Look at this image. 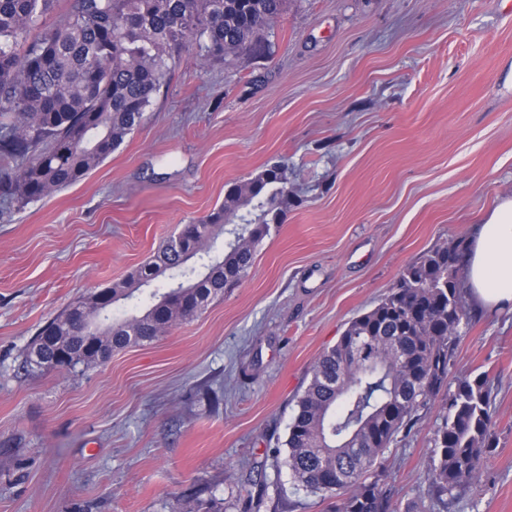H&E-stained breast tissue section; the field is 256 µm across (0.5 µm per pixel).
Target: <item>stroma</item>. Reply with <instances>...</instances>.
I'll return each mask as SVG.
<instances>
[{"instance_id": "1", "label": "stroma", "mask_w": 512, "mask_h": 512, "mask_svg": "<svg viewBox=\"0 0 512 512\" xmlns=\"http://www.w3.org/2000/svg\"><path fill=\"white\" fill-rule=\"evenodd\" d=\"M259 55L192 54L79 182L0 199V512H189L264 474L325 512L280 457L313 364L400 271L472 239L512 198V0H287ZM279 163L288 210L194 321L75 370L25 365L39 329L125 279L228 188ZM487 372L495 446L448 512H512V312H473L449 377ZM441 403L385 453L395 512H438Z\"/></svg>"}]
</instances>
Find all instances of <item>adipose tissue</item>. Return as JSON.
Here are the masks:
<instances>
[{
	"instance_id": "1",
	"label": "adipose tissue",
	"mask_w": 512,
	"mask_h": 512,
	"mask_svg": "<svg viewBox=\"0 0 512 512\" xmlns=\"http://www.w3.org/2000/svg\"><path fill=\"white\" fill-rule=\"evenodd\" d=\"M465 266L476 307L512 310V198L499 201L477 225Z\"/></svg>"
}]
</instances>
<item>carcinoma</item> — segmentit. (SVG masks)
Returning <instances> with one entry per match:
<instances>
[{"instance_id":"obj_1","label":"carcinoma","mask_w":512,"mask_h":512,"mask_svg":"<svg viewBox=\"0 0 512 512\" xmlns=\"http://www.w3.org/2000/svg\"><path fill=\"white\" fill-rule=\"evenodd\" d=\"M0 0V196L20 207L96 169L141 122L166 83L169 62L196 50L212 59L265 51L262 31L286 0ZM55 17L54 22L47 19ZM288 208L286 169L274 164L233 185L224 203L186 224L125 280L71 304L32 340L26 364L71 370L115 350L151 343L197 318L243 279L259 243ZM239 237L199 278L151 297L123 319L108 312L168 270L209 254L216 230ZM468 243L439 245L405 266L372 310L352 318L312 368L288 426L282 464L297 486L330 501L329 512H393L384 455L418 412L439 401L427 480L438 507L479 480L494 447L485 372L450 388L459 327L469 322L460 291ZM267 483L247 491L259 512Z\"/></svg>"}]
</instances>
